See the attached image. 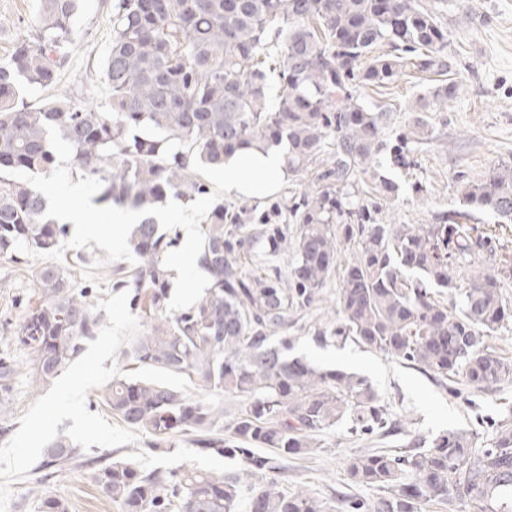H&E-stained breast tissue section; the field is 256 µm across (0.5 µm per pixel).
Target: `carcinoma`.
Listing matches in <instances>:
<instances>
[{"instance_id":"carcinoma-1","label":"carcinoma","mask_w":512,"mask_h":512,"mask_svg":"<svg viewBox=\"0 0 512 512\" xmlns=\"http://www.w3.org/2000/svg\"><path fill=\"white\" fill-rule=\"evenodd\" d=\"M76 10L77 0H37L36 28L17 35L0 63V171L53 170L47 124L73 145L74 169L102 181L94 203L103 206L140 210L171 195L208 193L191 169L194 153L219 166L241 149L272 147L282 150L290 176L317 168L313 186L262 210L249 201L214 203L197 259L210 285L197 305L172 316L163 313L170 288L163 258L175 238L153 216L132 230L138 266L129 276L115 266L112 287L133 289L135 310L149 320L133 361L235 404L226 416L220 402L136 376L113 380L105 404L153 447L186 437L245 471L146 472L115 460L95 475L102 491L121 512H421L433 501L512 512L510 417L494 422L483 445L471 430H451L397 453L350 456L351 482L380 492L372 501L332 505L288 492L276 477L338 427L376 440L401 428L365 377L288 357L291 330L321 343L350 338L476 390L512 379V362L487 344L512 315L503 290L512 252L497 254L495 238L469 224L475 211L512 223V165L467 183L449 223L387 224L353 182L385 152L393 165H408L412 146L430 140L419 119L390 144L384 113L364 102V92L394 82L409 64L448 71V34L436 9L422 0H113L103 68L109 109L79 104L72 92L34 106L22 87L55 84L75 41ZM269 64L282 80L272 104ZM458 88L457 81L436 86L420 111H437ZM47 207L30 184L0 176V258L20 262L17 240L41 253L61 246L65 225L44 217ZM351 241L357 250L337 282L338 321L322 326L316 312L338 248ZM288 253L287 267L275 264ZM34 278L38 301L14 342L27 350L38 387L79 354L101 318L64 267L46 265ZM15 373L0 358V403ZM45 455L57 464L74 458L63 439Z\"/></svg>"}]
</instances>
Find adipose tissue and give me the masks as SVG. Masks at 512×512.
I'll return each mask as SVG.
<instances>
[{
  "label": "adipose tissue",
  "mask_w": 512,
  "mask_h": 512,
  "mask_svg": "<svg viewBox=\"0 0 512 512\" xmlns=\"http://www.w3.org/2000/svg\"><path fill=\"white\" fill-rule=\"evenodd\" d=\"M287 176L282 154L274 149L237 151L227 159L218 179L230 194L272 193Z\"/></svg>",
  "instance_id": "ef3b65f1"
}]
</instances>
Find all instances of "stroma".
<instances>
[{
	"instance_id": "1",
	"label": "stroma",
	"mask_w": 512,
	"mask_h": 512,
	"mask_svg": "<svg viewBox=\"0 0 512 512\" xmlns=\"http://www.w3.org/2000/svg\"><path fill=\"white\" fill-rule=\"evenodd\" d=\"M430 2L448 32L449 75L462 79L463 84L443 111L428 113L432 140L417 147L413 167L402 170L386 161L380 164L377 173L399 184L398 195L380 198L374 175L360 174V189L369 200L380 202L382 218L390 224L435 223L438 215L459 209L465 182L485 179L493 168L512 163V0ZM35 17V0H0V61L8 59L18 28L34 26ZM111 18L112 0H80L75 16L77 38L68 48L56 88H24L26 100L39 105L55 91L76 86L81 103L106 108L102 69ZM438 83L437 75L408 68L394 83L369 88L366 99L386 110L388 136L393 139L412 130L416 100ZM415 184L422 185V193L412 192ZM37 267L34 260L22 265L0 260V357L9 356L17 367L7 403L14 423L41 395L28 383L26 351L12 340L28 304L37 299L33 284ZM290 354L367 378L403 422L401 433L386 444L390 450L458 428L472 430L484 440L494 421L512 417V381L493 391L466 388L456 394L436 376L356 342L321 344L302 332L297 333ZM366 447V441L336 429L326 435L323 448L316 453L289 460L282 483L285 488L302 487L330 501L345 496L374 499L376 490L350 483L344 468L347 457ZM115 460H127L145 470L173 469L184 463L202 470L241 467L236 460L196 453L182 441L172 448H153L144 442L115 448L95 445L88 451L79 448L65 465L39 458L25 480L13 483L8 512H41L46 497L64 500L69 512H119L93 480L96 463Z\"/></svg>"
}]
</instances>
